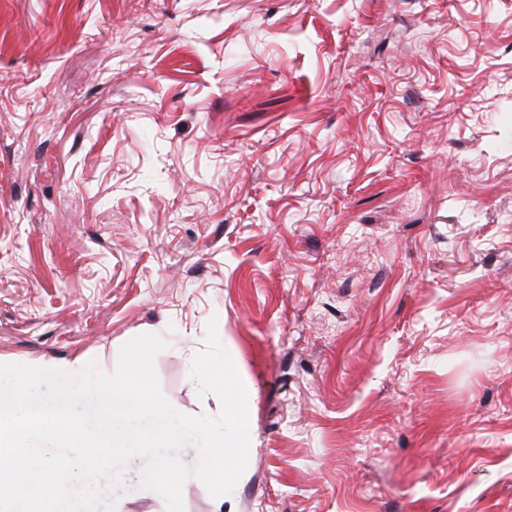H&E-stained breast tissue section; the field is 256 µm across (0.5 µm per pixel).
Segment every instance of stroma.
I'll return each mask as SVG.
<instances>
[{
	"label": "stroma",
	"mask_w": 512,
	"mask_h": 512,
	"mask_svg": "<svg viewBox=\"0 0 512 512\" xmlns=\"http://www.w3.org/2000/svg\"><path fill=\"white\" fill-rule=\"evenodd\" d=\"M507 126L512 0H0V362L214 418L213 318L232 512H512Z\"/></svg>",
	"instance_id": "1"
}]
</instances>
